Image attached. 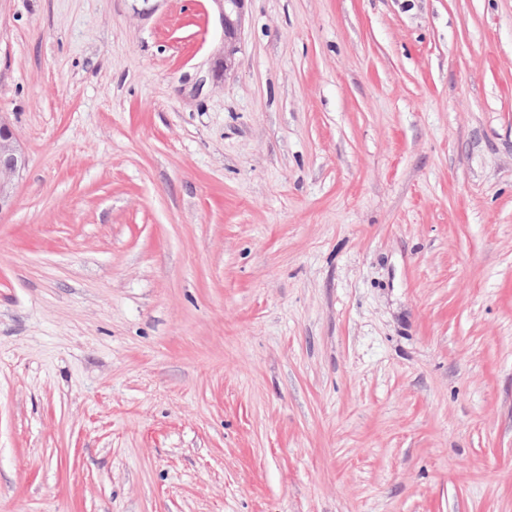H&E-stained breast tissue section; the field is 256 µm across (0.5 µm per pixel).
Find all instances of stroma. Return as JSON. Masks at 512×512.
I'll return each mask as SVG.
<instances>
[{
  "label": "stroma",
  "mask_w": 512,
  "mask_h": 512,
  "mask_svg": "<svg viewBox=\"0 0 512 512\" xmlns=\"http://www.w3.org/2000/svg\"><path fill=\"white\" fill-rule=\"evenodd\" d=\"M0 0V512H512V0ZM219 4L220 17L224 29V40L227 42L224 48V58L221 63L224 64V72L231 70L235 64V54L237 53V40L242 26V9L245 0H214ZM26 165L27 158L12 128L0 115V213L11 207L15 179Z\"/></svg>",
  "instance_id": "stroma-1"
}]
</instances>
